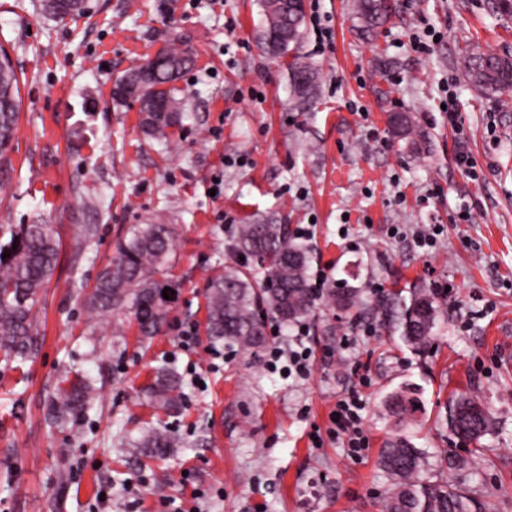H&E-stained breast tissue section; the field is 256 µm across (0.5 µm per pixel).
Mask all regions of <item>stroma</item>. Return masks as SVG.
Instances as JSON below:
<instances>
[{
    "instance_id": "stroma-1",
    "label": "stroma",
    "mask_w": 512,
    "mask_h": 512,
    "mask_svg": "<svg viewBox=\"0 0 512 512\" xmlns=\"http://www.w3.org/2000/svg\"><path fill=\"white\" fill-rule=\"evenodd\" d=\"M261 2L91 0L83 16L59 21L38 0H0V46L21 94L0 224H49L61 241L34 309L32 359L19 369L0 362V512H163V500H190L195 489L198 512H381L388 485L377 458L394 430L383 401L404 383L422 405L415 445L451 450L484 512H512V92L485 94L458 64L467 44L512 56V14L496 0H392V15L368 35L353 0H305L290 53L315 65L320 83L300 108L287 59L259 45ZM317 18L333 30L331 47L318 45ZM426 26L440 38L420 55L410 40ZM174 44L194 64L177 83L181 120L159 141L143 132L138 102L114 105L112 88ZM451 97L460 136L442 110ZM392 112L412 113L429 140L423 153L393 136ZM463 149L480 180L458 164ZM271 217L292 230L313 224L312 268L360 291L345 315L319 298L305 380L270 371L261 353L212 359L205 334L209 279L238 262L239 226ZM148 223L174 225L167 274L181 288L165 332L144 351L127 314L90 329L85 295L129 228ZM85 224L98 233L80 250ZM433 224L443 232L425 254L413 239ZM413 284L448 290L425 352L371 318L381 292ZM190 324L197 342L187 353L179 330ZM163 364L185 384L173 416L138 396ZM70 369L102 388L68 433L45 411ZM354 390L369 439L357 458L327 436L337 399ZM459 390L493 413L477 456L441 423ZM150 424L179 442L166 459L121 445Z\"/></svg>"
}]
</instances>
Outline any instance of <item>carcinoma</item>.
Listing matches in <instances>:
<instances>
[{"instance_id": "carcinoma-1", "label": "carcinoma", "mask_w": 512, "mask_h": 512, "mask_svg": "<svg viewBox=\"0 0 512 512\" xmlns=\"http://www.w3.org/2000/svg\"><path fill=\"white\" fill-rule=\"evenodd\" d=\"M288 3L290 0H262L260 40L274 58L284 57L302 35L303 18L288 9ZM41 7L58 20L88 10L87 0H41ZM391 11V0H356V15L367 33L383 24ZM192 62L191 52L184 48L160 49L115 79L113 102H139L145 131L159 140L167 138V130L179 118L176 82ZM459 64L474 87L489 93L512 91V56L467 46ZM290 71L293 93L303 105L316 94L318 70L297 56ZM18 119V79L9 56L0 49V170L7 166ZM388 124L410 151L425 148L426 136L411 115L393 112ZM174 233L172 224H138L129 229L130 237L118 243L117 255L100 271L87 296L93 323H107L126 310L136 322L140 341L150 342L162 332L174 303L172 298H163V290L178 288L163 274ZM59 249V239L49 224H0V360L7 366L23 364L33 356L38 333L34 307L53 277ZM233 250L246 262L209 280L206 334L229 349L255 352L266 342L267 319L288 325L316 308V298L308 288L311 251L290 239L287 225L273 220L241 225ZM5 253L9 257L1 258ZM330 298L336 308L348 310L357 305L358 291L339 288L330 292ZM443 300L444 291L438 288L412 285L393 289L375 300L373 319L412 350L424 351L434 341ZM143 394L155 411L175 414L183 398L182 379L175 371L160 368ZM417 394L414 386L405 384L385 399L395 432L378 455V465L389 480L382 512H482L481 503L454 477L460 462L447 453L441 461L448 474L432 473L429 454L416 447L406 432L419 412ZM93 396L89 378L79 372L65 373L47 401V420L66 426L89 408ZM445 422L450 434H461L467 443L476 445L493 425L489 408L469 393L448 402ZM127 445L145 458L164 460L173 453L177 440L166 428L151 426Z\"/></svg>"}]
</instances>
